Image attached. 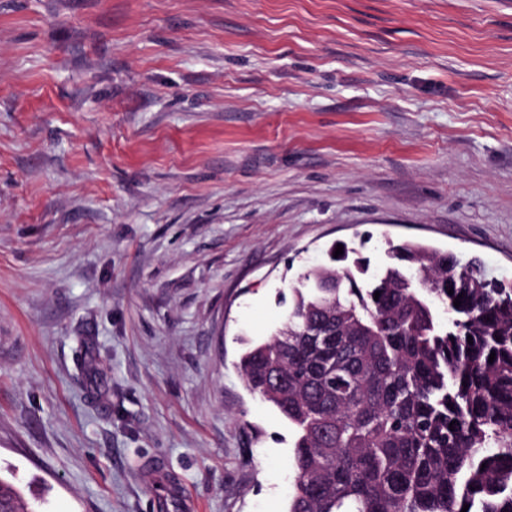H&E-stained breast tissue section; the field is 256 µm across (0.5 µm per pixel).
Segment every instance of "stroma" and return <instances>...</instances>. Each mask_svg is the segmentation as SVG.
<instances>
[{"instance_id":"35a3bbf8","label":"stroma","mask_w":512,"mask_h":512,"mask_svg":"<svg viewBox=\"0 0 512 512\" xmlns=\"http://www.w3.org/2000/svg\"><path fill=\"white\" fill-rule=\"evenodd\" d=\"M389 239L512 285V0H0V474L44 512H157L150 465L285 512L240 355Z\"/></svg>"}]
</instances>
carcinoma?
I'll return each instance as SVG.
<instances>
[{"instance_id":"cac0c4a2","label":"carcinoma","mask_w":512,"mask_h":512,"mask_svg":"<svg viewBox=\"0 0 512 512\" xmlns=\"http://www.w3.org/2000/svg\"><path fill=\"white\" fill-rule=\"evenodd\" d=\"M388 257L302 273L240 357L292 427L287 512H512V287L419 243ZM0 507L31 509L2 477Z\"/></svg>"}]
</instances>
